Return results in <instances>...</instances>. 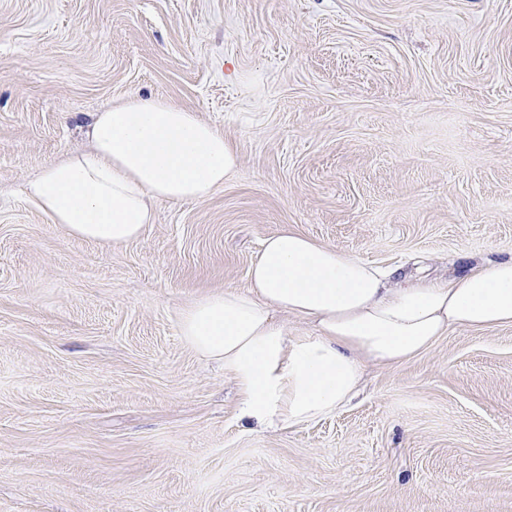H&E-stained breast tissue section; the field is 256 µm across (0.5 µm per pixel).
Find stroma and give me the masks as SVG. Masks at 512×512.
Wrapping results in <instances>:
<instances>
[{"instance_id": "35a3bbf8", "label": "stroma", "mask_w": 512, "mask_h": 512, "mask_svg": "<svg viewBox=\"0 0 512 512\" xmlns=\"http://www.w3.org/2000/svg\"><path fill=\"white\" fill-rule=\"evenodd\" d=\"M150 95L235 174L137 241L66 237L27 179ZM285 227L434 283L512 256V0H0V512H512V326L237 420L178 315Z\"/></svg>"}]
</instances>
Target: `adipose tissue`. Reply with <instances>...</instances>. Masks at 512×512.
<instances>
[{
    "label": "adipose tissue",
    "instance_id": "1",
    "mask_svg": "<svg viewBox=\"0 0 512 512\" xmlns=\"http://www.w3.org/2000/svg\"><path fill=\"white\" fill-rule=\"evenodd\" d=\"M237 167L223 131L167 100L132 97L96 113L89 148L48 162L25 192L67 236L126 243L153 223L156 199L206 198ZM502 325H512V258L444 284L410 281L288 228L263 239L246 289L179 313L185 345L232 379L237 419L274 431L336 413L366 366L407 361L452 328Z\"/></svg>",
    "mask_w": 512,
    "mask_h": 512
}]
</instances>
